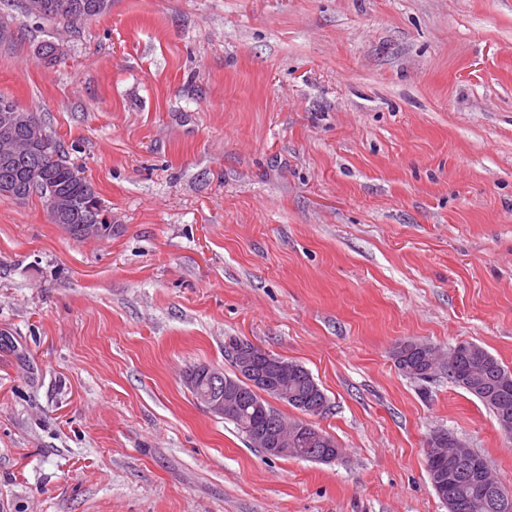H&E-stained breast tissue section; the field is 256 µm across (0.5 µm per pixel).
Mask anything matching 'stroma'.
<instances>
[{
	"instance_id": "stroma-1",
	"label": "stroma",
	"mask_w": 512,
	"mask_h": 512,
	"mask_svg": "<svg viewBox=\"0 0 512 512\" xmlns=\"http://www.w3.org/2000/svg\"><path fill=\"white\" fill-rule=\"evenodd\" d=\"M0 16V95L112 218L79 241L0 197V512H448L438 430L512 486L493 413L393 360L473 342L512 370V0ZM234 339L311 372L339 460L265 457L196 400ZM396 356L398 360L396 361ZM393 359L397 368L407 377L421 381L430 380L437 371H428L429 363L423 353L411 343L407 347L395 350ZM409 369V370H408ZM460 442L453 434L448 431L441 430L435 432L428 440L426 450L431 453L435 458L441 457L444 454L446 447L453 448L454 455L456 456H469L471 448H458L462 446Z\"/></svg>"
}]
</instances>
